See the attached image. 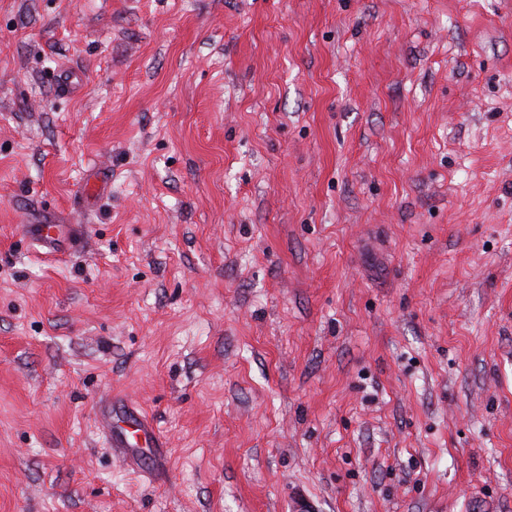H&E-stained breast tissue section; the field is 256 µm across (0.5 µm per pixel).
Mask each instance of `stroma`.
Masks as SVG:
<instances>
[{
    "instance_id": "stroma-1",
    "label": "stroma",
    "mask_w": 512,
    "mask_h": 512,
    "mask_svg": "<svg viewBox=\"0 0 512 512\" xmlns=\"http://www.w3.org/2000/svg\"><path fill=\"white\" fill-rule=\"evenodd\" d=\"M0 512H512V0H0ZM67 224H32L29 234L36 241L50 246H58L66 231ZM96 420L110 445L117 448L127 464L138 465V458L143 455L137 449L144 448L143 444L147 448H154V458L160 455V436L143 414L125 410L113 401L106 402L98 408Z\"/></svg>"
}]
</instances>
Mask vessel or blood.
<instances>
[{
  "mask_svg": "<svg viewBox=\"0 0 512 512\" xmlns=\"http://www.w3.org/2000/svg\"><path fill=\"white\" fill-rule=\"evenodd\" d=\"M66 231L62 224H34L29 234L50 246L59 245ZM96 420L112 447L117 448L127 464H137L141 447L161 448L162 443L146 416L115 403L101 405Z\"/></svg>",
  "mask_w": 512,
  "mask_h": 512,
  "instance_id": "vessel-or-blood-1",
  "label": "vessel or blood"
}]
</instances>
